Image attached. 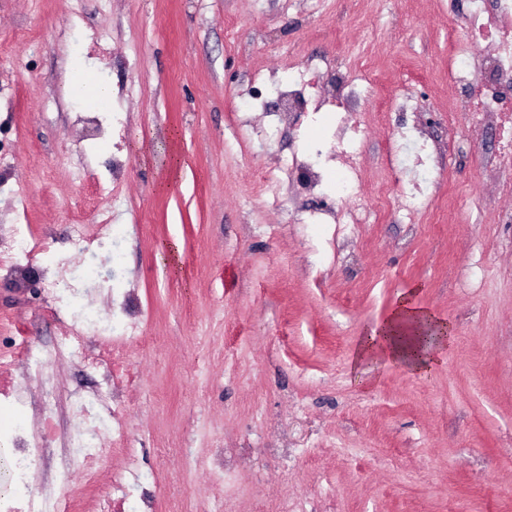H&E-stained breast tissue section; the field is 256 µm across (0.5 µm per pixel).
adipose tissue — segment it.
<instances>
[{"label": "adipose tissue", "instance_id": "1", "mask_svg": "<svg viewBox=\"0 0 512 512\" xmlns=\"http://www.w3.org/2000/svg\"><path fill=\"white\" fill-rule=\"evenodd\" d=\"M451 335V325L417 306L413 293L408 292L385 319L360 337L353 361L372 370L396 364L425 373L432 369Z\"/></svg>", "mask_w": 512, "mask_h": 512}]
</instances>
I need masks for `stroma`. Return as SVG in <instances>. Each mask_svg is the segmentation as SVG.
<instances>
[{
  "label": "stroma",
  "mask_w": 512,
  "mask_h": 512,
  "mask_svg": "<svg viewBox=\"0 0 512 512\" xmlns=\"http://www.w3.org/2000/svg\"><path fill=\"white\" fill-rule=\"evenodd\" d=\"M468 0H0V226L29 225L26 281L0 276V341L70 331L41 283L42 246L71 252L118 224L121 270L79 258L85 304L123 300L143 345L86 342L42 378L0 366V424L44 436L30 482L76 484L62 463L71 396L116 397L144 492L189 512H512V222L496 217L495 130L473 141L448 57ZM369 73L345 112L279 117L274 82ZM110 99H102L100 88ZM111 118L113 179L79 117ZM360 124L352 199L314 157ZM437 148L424 204L402 202L391 150L409 127ZM317 163L321 187L296 167ZM416 289L453 336L425 374L360 383L358 340ZM120 357L119 368L107 358ZM193 449L188 470L165 452Z\"/></svg>",
  "instance_id": "1"
}]
</instances>
